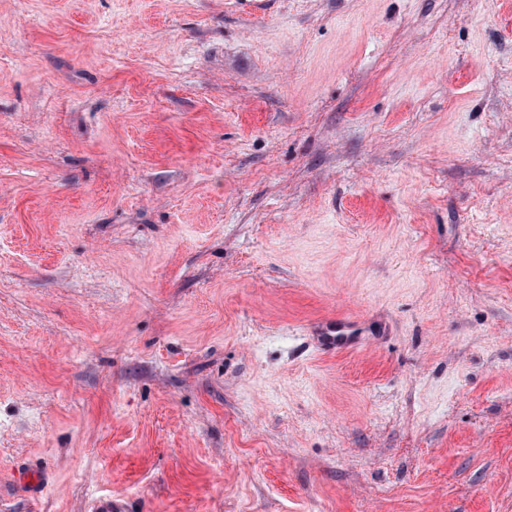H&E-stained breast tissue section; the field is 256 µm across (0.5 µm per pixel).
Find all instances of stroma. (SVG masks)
<instances>
[{
    "mask_svg": "<svg viewBox=\"0 0 512 512\" xmlns=\"http://www.w3.org/2000/svg\"><path fill=\"white\" fill-rule=\"evenodd\" d=\"M104 495L512 512V0H0V512ZM357 330V324L352 321L336 320V322L322 325L317 334L321 338V346L325 352H337L354 349L360 344L356 336Z\"/></svg>",
    "mask_w": 512,
    "mask_h": 512,
    "instance_id": "stroma-1",
    "label": "stroma"
}]
</instances>
